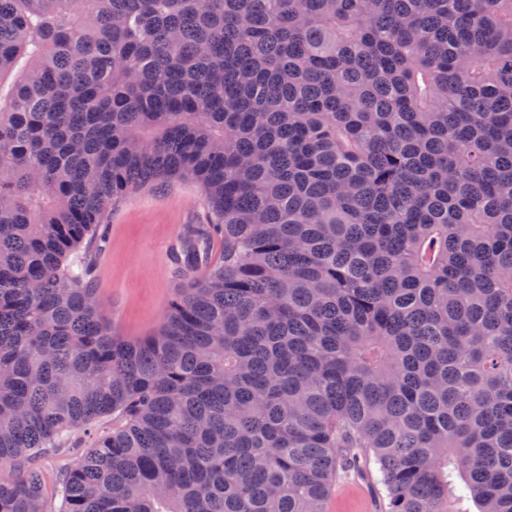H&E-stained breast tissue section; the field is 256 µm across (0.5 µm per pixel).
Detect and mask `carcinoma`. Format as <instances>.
<instances>
[{"label": "carcinoma", "instance_id": "carcinoma-1", "mask_svg": "<svg viewBox=\"0 0 512 512\" xmlns=\"http://www.w3.org/2000/svg\"><path fill=\"white\" fill-rule=\"evenodd\" d=\"M206 209L159 329L91 275ZM48 496L32 466L106 416ZM0 512H512V0H0ZM202 215L201 189L188 180L143 188L112 209L108 250L94 278L118 336L144 338L157 330L177 288L165 250L183 224H200ZM375 481L368 475L351 473L334 488L327 512H382Z\"/></svg>", "mask_w": 512, "mask_h": 512}]
</instances>
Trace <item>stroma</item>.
Here are the masks:
<instances>
[{
    "label": "stroma",
    "mask_w": 512,
    "mask_h": 512,
    "mask_svg": "<svg viewBox=\"0 0 512 512\" xmlns=\"http://www.w3.org/2000/svg\"><path fill=\"white\" fill-rule=\"evenodd\" d=\"M202 215L201 189L188 180L143 188L112 209L108 250L94 277L117 335L136 339L157 330L177 286L165 250L182 225L200 223ZM381 510L375 481L356 473L337 483L327 505V512Z\"/></svg>",
    "instance_id": "stroma-1"
}]
</instances>
